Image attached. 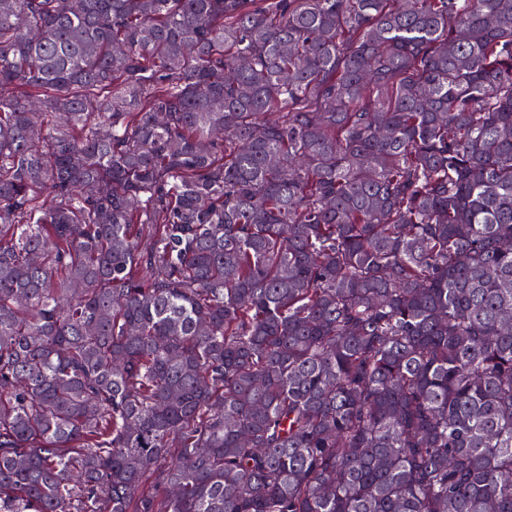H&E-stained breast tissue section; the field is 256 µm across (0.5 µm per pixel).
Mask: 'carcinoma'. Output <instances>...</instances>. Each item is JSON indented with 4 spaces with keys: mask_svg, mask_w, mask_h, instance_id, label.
<instances>
[{
    "mask_svg": "<svg viewBox=\"0 0 512 512\" xmlns=\"http://www.w3.org/2000/svg\"><path fill=\"white\" fill-rule=\"evenodd\" d=\"M512 0L0 7V512H512Z\"/></svg>",
    "mask_w": 512,
    "mask_h": 512,
    "instance_id": "obj_1",
    "label": "carcinoma"
}]
</instances>
